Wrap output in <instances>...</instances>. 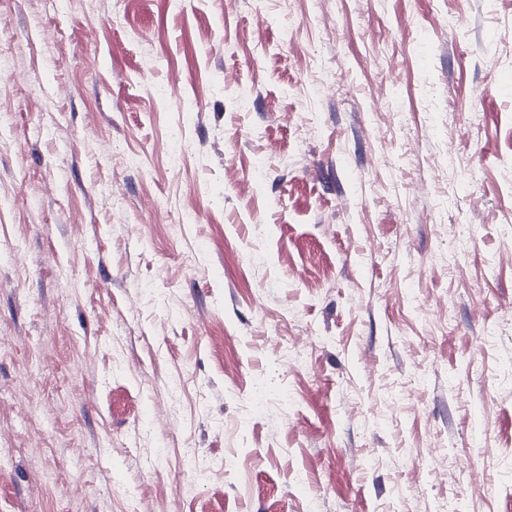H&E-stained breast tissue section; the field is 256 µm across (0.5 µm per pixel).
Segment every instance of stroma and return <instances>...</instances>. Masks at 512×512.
Segmentation results:
<instances>
[{
	"instance_id": "obj_1",
	"label": "stroma",
	"mask_w": 512,
	"mask_h": 512,
	"mask_svg": "<svg viewBox=\"0 0 512 512\" xmlns=\"http://www.w3.org/2000/svg\"><path fill=\"white\" fill-rule=\"evenodd\" d=\"M0 512H512V0H0Z\"/></svg>"
}]
</instances>
